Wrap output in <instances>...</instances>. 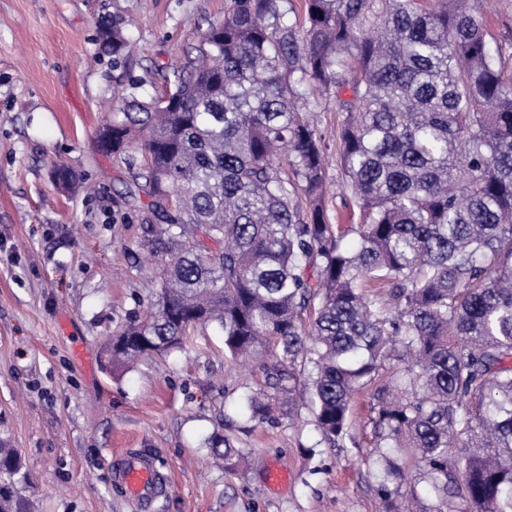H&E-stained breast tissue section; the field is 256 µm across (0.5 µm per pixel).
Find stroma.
Instances as JSON below:
<instances>
[{"mask_svg": "<svg viewBox=\"0 0 512 512\" xmlns=\"http://www.w3.org/2000/svg\"><path fill=\"white\" fill-rule=\"evenodd\" d=\"M226 0H0V439L18 448L33 487L31 512H142L114 478L116 461L145 456L163 480L149 512H380L374 404L391 369L354 398L348 438L321 443L310 391L278 403L273 422L238 412L266 376L224 352L213 326L184 348L110 371L102 345L145 313L160 262L136 222L146 197L125 202L132 177L97 143L103 105L129 77L141 95L166 91L165 74L195 57ZM127 22L120 65L103 57L95 21ZM341 115L315 114L329 160L325 205L345 224L336 163ZM77 174L61 189L58 163ZM229 438L246 454L225 470L209 444ZM401 497L426 510L434 494L410 449L395 451ZM285 486L265 481L271 464Z\"/></svg>", "mask_w": 512, "mask_h": 512, "instance_id": "stroma-1", "label": "stroma"}]
</instances>
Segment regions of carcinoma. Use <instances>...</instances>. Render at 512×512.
I'll use <instances>...</instances> for the list:
<instances>
[{
	"label": "carcinoma",
	"mask_w": 512,
	"mask_h": 512,
	"mask_svg": "<svg viewBox=\"0 0 512 512\" xmlns=\"http://www.w3.org/2000/svg\"><path fill=\"white\" fill-rule=\"evenodd\" d=\"M227 0L160 99L128 80L99 129L101 151L149 198L139 220L162 262L144 317L107 339L112 370L217 326L274 396L247 395L249 422L308 373L331 447L354 395L391 361L404 398H378L384 448H409L436 492L427 512H512V76L475 0ZM97 43L124 60L119 23ZM336 93L347 228L323 207L326 162L311 112ZM143 163H138L137 154ZM354 236L351 246L344 238ZM313 308L305 327L302 314ZM224 469L242 452L228 440ZM464 453L448 507V449ZM388 512L402 470L379 453ZM21 454L0 441V512H29Z\"/></svg>",
	"instance_id": "cac0c4a2"
}]
</instances>
